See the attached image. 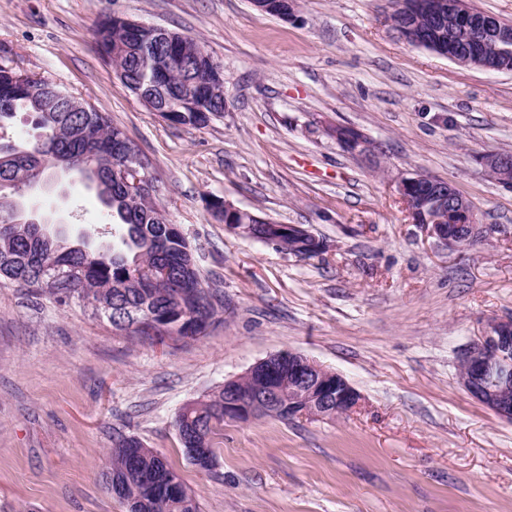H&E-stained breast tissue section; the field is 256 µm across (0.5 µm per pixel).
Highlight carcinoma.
Returning <instances> with one entry per match:
<instances>
[{"mask_svg": "<svg viewBox=\"0 0 512 512\" xmlns=\"http://www.w3.org/2000/svg\"><path fill=\"white\" fill-rule=\"evenodd\" d=\"M97 43L103 60L124 72L126 87L136 96L150 93L158 83L166 95L180 97L197 79L204 62L196 54L204 48L184 37L185 66L164 74L145 70L144 54L151 51L147 35L132 36L119 20L100 21ZM60 87L45 77L23 74L0 66V130L16 113L27 112L43 142L7 145L0 150V286L12 285L31 294L49 296L60 306H77L97 316L98 302L110 314L116 330L136 336H166L171 341L201 335L207 319L224 308V301L204 286L193 262L189 244L179 225L162 212L156 190L132 188L115 171L117 137L125 132L110 117L71 100L70 109L57 99ZM77 167L81 182L96 190L111 221L112 241L95 243L86 233L75 246L46 234H36L29 224H14L9 217L10 199L17 189L41 176L58 179L63 163ZM259 241L294 252V240L273 225H260ZM62 266L83 273L80 291L68 295L43 281V268ZM199 312V329L188 332L182 323L185 312ZM276 376L257 373L247 382L256 390L276 378L288 377V354L274 364ZM174 427L182 447L206 448L211 459L224 440V387L205 399L185 404L177 412ZM105 479L123 484L118 499L129 512H198L194 497L165 489L183 480L165 456L145 447L135 437L118 439L108 457Z\"/></svg>", "mask_w": 512, "mask_h": 512, "instance_id": "obj_1", "label": "carcinoma"}]
</instances>
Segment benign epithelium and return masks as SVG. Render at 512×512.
Masks as SVG:
<instances>
[{"mask_svg": "<svg viewBox=\"0 0 512 512\" xmlns=\"http://www.w3.org/2000/svg\"><path fill=\"white\" fill-rule=\"evenodd\" d=\"M259 11L282 19L295 15L292 0H251ZM398 8L406 15L425 13L438 20L448 19V45L433 41L415 26L394 23L401 36L411 44L443 52V56L465 67L488 71H508L512 65V26L496 18L477 17L466 0H399ZM154 46L170 64L179 59L182 36L162 27H152ZM188 106H194L192 94L168 99L157 109L165 120H170ZM328 132L353 154L363 155L371 147L370 141L359 131L342 125L332 126ZM487 170L497 178L512 184V155L491 152L482 157ZM123 170L137 186L151 179L148 168L136 158L127 156ZM45 180L35 181L22 189L23 197L33 202L29 207L18 205L16 223L35 224L48 230L42 215L40 192ZM398 194L415 224L426 228L429 237L452 248L473 243L483 233V225L474 205L453 185L418 173L400 176ZM224 209V224L234 233L253 238L252 224H238L235 217L246 210L232 202L212 200L209 210ZM291 238L305 241L310 249L325 251L327 244L301 224H281ZM458 381L461 387L501 419L512 423V314L487 319L482 330L459 357ZM282 395V387L272 384L263 396L256 398L236 388V380L224 382V417L249 419L257 408L270 404ZM361 403L360 393L341 374L326 369L317 362L295 352H288V410L298 417L323 416L331 405L336 414L349 415Z\"/></svg>", "mask_w": 512, "mask_h": 512, "instance_id": "obj_1", "label": "benign epithelium"}]
</instances>
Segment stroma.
Here are the masks:
<instances>
[{
	"label": "stroma",
	"mask_w": 512,
	"mask_h": 512,
	"mask_svg": "<svg viewBox=\"0 0 512 512\" xmlns=\"http://www.w3.org/2000/svg\"><path fill=\"white\" fill-rule=\"evenodd\" d=\"M0 0V64L108 113L149 160L166 216L224 298L204 336L164 344L0 286V512H127L101 472L117 437L164 454L199 512H512V423L460 387L461 350L512 313V184L478 157L512 153V72L460 66L394 29L391 0ZM119 15L191 36L224 67V112L175 126L118 79L96 30ZM351 126L355 155L331 137ZM451 183L485 231L449 248L413 224L402 174ZM219 197L309 228L296 257L210 216ZM103 225L94 191L47 197ZM342 373L360 411L225 420L218 464L190 463L186 403L269 355ZM250 2L260 12L285 20L295 15V5L291 0H251ZM328 132L336 137V140L344 144V146L352 153L363 155L367 153L371 147L370 141L359 131L342 125L332 126Z\"/></svg>",
	"instance_id": "obj_1"
}]
</instances>
